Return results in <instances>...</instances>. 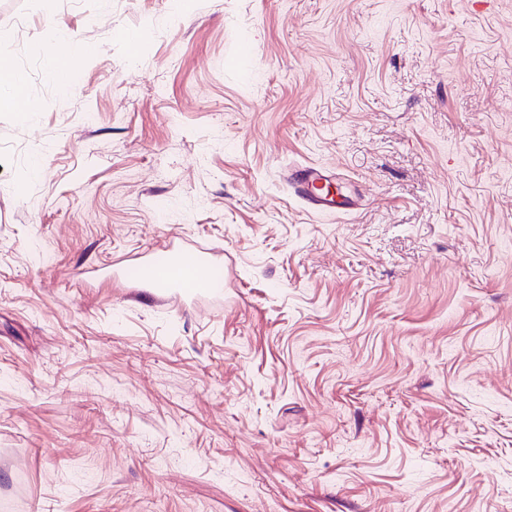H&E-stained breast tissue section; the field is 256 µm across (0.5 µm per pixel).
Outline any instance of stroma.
<instances>
[{
	"instance_id": "35a3bbf8",
	"label": "stroma",
	"mask_w": 512,
	"mask_h": 512,
	"mask_svg": "<svg viewBox=\"0 0 512 512\" xmlns=\"http://www.w3.org/2000/svg\"><path fill=\"white\" fill-rule=\"evenodd\" d=\"M1 50L0 502L512 512V0H0ZM171 244L222 290L115 279ZM71 41L65 31L60 30L57 33L56 42L58 45H62V49L54 52L47 61V69L54 79L56 78L57 70H67L70 60L77 55H81L84 51L83 46L72 45ZM17 70L9 55L0 54V111L15 108L24 96L25 88H17L11 82L12 73ZM288 182L289 187L295 189V192L307 203L315 212H335L339 206H349L352 209V203L343 201L342 204H336V196L320 191L319 187L324 184H331V176L324 174L320 168L309 167L305 170L296 171L291 174ZM296 185V186H295Z\"/></svg>"
}]
</instances>
